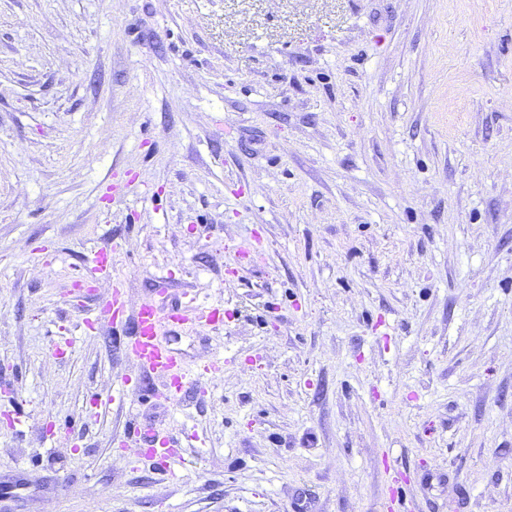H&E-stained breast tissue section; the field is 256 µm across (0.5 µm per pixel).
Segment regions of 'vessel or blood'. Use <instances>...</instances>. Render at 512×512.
I'll return each mask as SVG.
<instances>
[{"label": "vessel or blood", "instance_id": "obj_1", "mask_svg": "<svg viewBox=\"0 0 512 512\" xmlns=\"http://www.w3.org/2000/svg\"><path fill=\"white\" fill-rule=\"evenodd\" d=\"M99 315L110 325L125 357L143 373L166 379L172 396H179L190 387H201L203 381H215L224 375L223 358H212L191 371L181 357L162 341L167 326L171 324L216 326L223 319L220 308L201 311L188 302L168 311L163 300L148 298L132 310L128 307L124 283L116 277L101 304ZM116 443L122 448L141 449L160 472L172 479L176 478V467L186 455L181 443L170 438H157L134 419L130 420Z\"/></svg>", "mask_w": 512, "mask_h": 512}]
</instances>
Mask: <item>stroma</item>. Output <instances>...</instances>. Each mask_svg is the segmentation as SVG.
I'll return each instance as SVG.
<instances>
[{
    "label": "stroma",
    "instance_id": "35a3bbf8",
    "mask_svg": "<svg viewBox=\"0 0 512 512\" xmlns=\"http://www.w3.org/2000/svg\"><path fill=\"white\" fill-rule=\"evenodd\" d=\"M104 244L223 306L165 335L206 394L85 326ZM391 466L512 512V0H0V512H387ZM129 405L130 421L128 428L122 436L115 438V443L120 448H141L140 454L152 459L157 469L171 479L177 478L176 466L184 461L186 449L184 446L170 438L159 440V447L156 446L158 436L149 429L141 427L137 422L135 413L136 396L141 392H130L126 390Z\"/></svg>",
    "mask_w": 512,
    "mask_h": 512
}]
</instances>
